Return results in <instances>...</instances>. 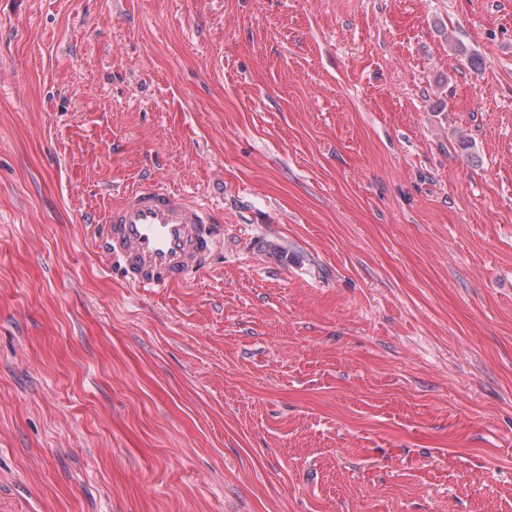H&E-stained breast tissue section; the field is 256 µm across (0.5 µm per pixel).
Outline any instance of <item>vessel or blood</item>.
Wrapping results in <instances>:
<instances>
[{
    "instance_id": "b4317fda",
    "label": "vessel or blood",
    "mask_w": 512,
    "mask_h": 512,
    "mask_svg": "<svg viewBox=\"0 0 512 512\" xmlns=\"http://www.w3.org/2000/svg\"><path fill=\"white\" fill-rule=\"evenodd\" d=\"M217 211L185 190L138 181L104 212L97 252L136 288L188 284L219 248Z\"/></svg>"
}]
</instances>
